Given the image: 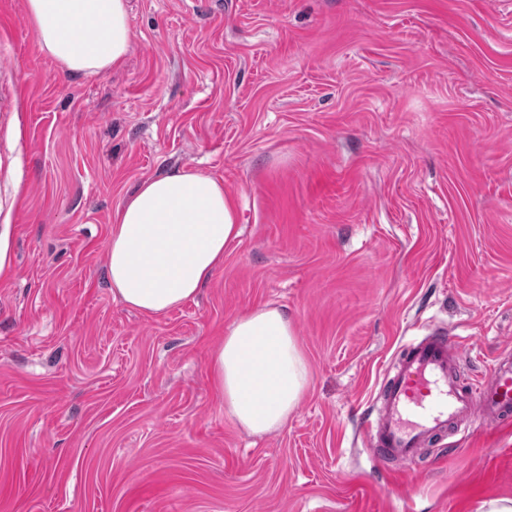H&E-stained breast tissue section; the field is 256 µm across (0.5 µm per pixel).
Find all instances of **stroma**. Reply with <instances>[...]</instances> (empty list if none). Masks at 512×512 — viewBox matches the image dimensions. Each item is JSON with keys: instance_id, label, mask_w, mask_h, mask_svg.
I'll return each mask as SVG.
<instances>
[{"instance_id": "obj_1", "label": "stroma", "mask_w": 512, "mask_h": 512, "mask_svg": "<svg viewBox=\"0 0 512 512\" xmlns=\"http://www.w3.org/2000/svg\"><path fill=\"white\" fill-rule=\"evenodd\" d=\"M0 0V512H477L512 424L391 474L358 426L403 338L512 356V0H129L124 62L67 76ZM220 178L242 235L161 316L106 279L115 211ZM284 307L310 385L287 425L224 411L211 352ZM440 457L439 468L429 460Z\"/></svg>"}]
</instances>
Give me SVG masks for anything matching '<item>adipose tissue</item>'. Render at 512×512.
<instances>
[{
	"label": "adipose tissue",
	"mask_w": 512,
	"mask_h": 512,
	"mask_svg": "<svg viewBox=\"0 0 512 512\" xmlns=\"http://www.w3.org/2000/svg\"><path fill=\"white\" fill-rule=\"evenodd\" d=\"M41 51L62 72L96 76L120 65L132 43L127 0H26ZM242 234L223 180L176 169L142 182L117 210L109 235L112 294L149 316L194 298ZM210 369L227 415L256 435L281 430L310 373L293 322L264 305L233 320Z\"/></svg>",
	"instance_id": "1"
}]
</instances>
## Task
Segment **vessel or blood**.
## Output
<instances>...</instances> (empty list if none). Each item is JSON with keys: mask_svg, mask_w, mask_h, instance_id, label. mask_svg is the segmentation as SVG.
I'll use <instances>...</instances> for the list:
<instances>
[{"mask_svg": "<svg viewBox=\"0 0 512 512\" xmlns=\"http://www.w3.org/2000/svg\"><path fill=\"white\" fill-rule=\"evenodd\" d=\"M460 364L458 343L446 330L404 340L360 429L363 448L378 464L402 472L448 429L512 421V358H495L465 384Z\"/></svg>", "mask_w": 512, "mask_h": 512, "instance_id": "vessel-or-blood-1", "label": "vessel or blood"}]
</instances>
